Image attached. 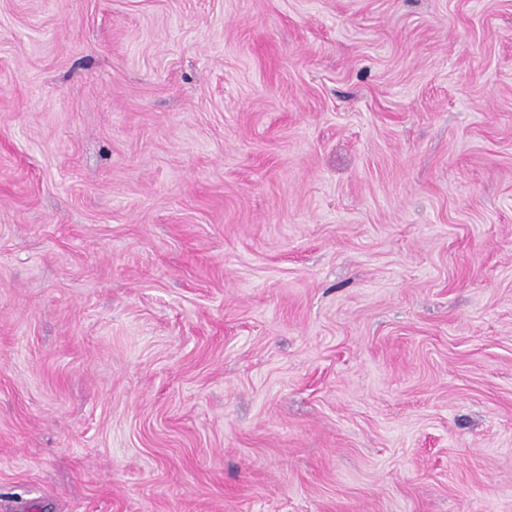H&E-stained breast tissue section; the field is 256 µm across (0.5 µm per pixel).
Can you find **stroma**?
<instances>
[{
    "mask_svg": "<svg viewBox=\"0 0 512 512\" xmlns=\"http://www.w3.org/2000/svg\"><path fill=\"white\" fill-rule=\"evenodd\" d=\"M512 512V0H0V512Z\"/></svg>",
    "mask_w": 512,
    "mask_h": 512,
    "instance_id": "stroma-1",
    "label": "stroma"
}]
</instances>
